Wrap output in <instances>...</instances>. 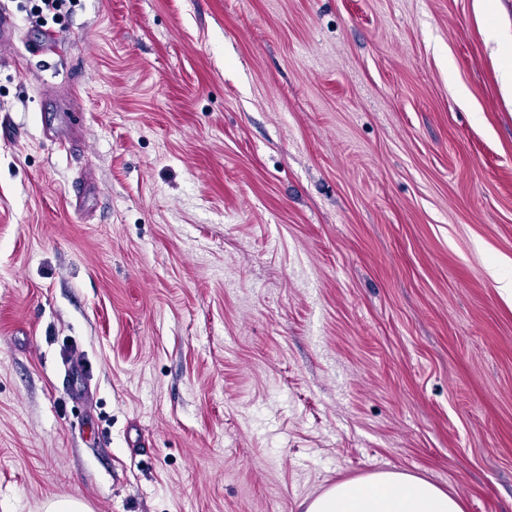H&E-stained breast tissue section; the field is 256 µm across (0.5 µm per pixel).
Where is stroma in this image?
Instances as JSON below:
<instances>
[{
	"label": "stroma",
	"mask_w": 512,
	"mask_h": 512,
	"mask_svg": "<svg viewBox=\"0 0 512 512\" xmlns=\"http://www.w3.org/2000/svg\"><path fill=\"white\" fill-rule=\"evenodd\" d=\"M36 3L0 0V512L378 471L512 512V0H79L45 58ZM489 40L495 44V51L504 54L505 64L500 68L498 80L505 93L512 92V37L504 38L497 30H492ZM511 56V62L508 61Z\"/></svg>",
	"instance_id": "1"
}]
</instances>
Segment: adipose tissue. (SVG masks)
<instances>
[{
    "instance_id": "adipose-tissue-1",
    "label": "adipose tissue",
    "mask_w": 512,
    "mask_h": 512,
    "mask_svg": "<svg viewBox=\"0 0 512 512\" xmlns=\"http://www.w3.org/2000/svg\"><path fill=\"white\" fill-rule=\"evenodd\" d=\"M305 512H464L461 501L423 477L395 471L346 480L313 498Z\"/></svg>"
}]
</instances>
